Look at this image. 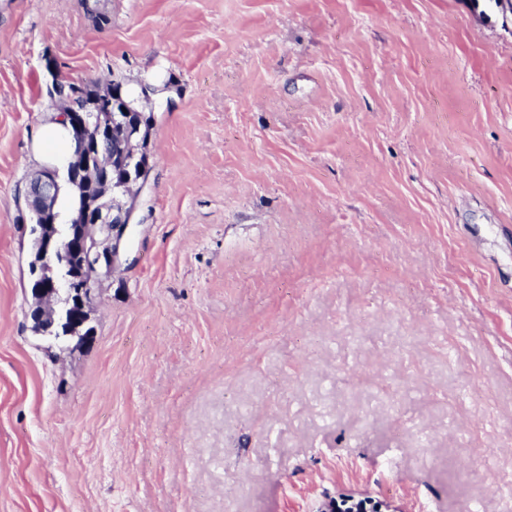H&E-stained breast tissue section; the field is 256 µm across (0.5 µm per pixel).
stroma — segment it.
<instances>
[{
	"label": "stroma",
	"instance_id": "stroma-1",
	"mask_svg": "<svg viewBox=\"0 0 512 512\" xmlns=\"http://www.w3.org/2000/svg\"><path fill=\"white\" fill-rule=\"evenodd\" d=\"M143 84L84 347L28 315L54 79ZM512 512V18L0 0V512Z\"/></svg>",
	"mask_w": 512,
	"mask_h": 512
}]
</instances>
